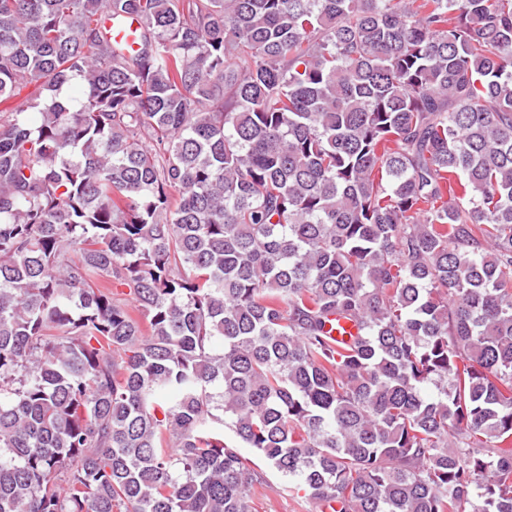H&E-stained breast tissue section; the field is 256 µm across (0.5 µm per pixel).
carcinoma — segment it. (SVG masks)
<instances>
[{
  "mask_svg": "<svg viewBox=\"0 0 512 512\" xmlns=\"http://www.w3.org/2000/svg\"><path fill=\"white\" fill-rule=\"evenodd\" d=\"M266 468L512 512V0H0V512Z\"/></svg>",
  "mask_w": 512,
  "mask_h": 512,
  "instance_id": "carcinoma-1",
  "label": "carcinoma"
}]
</instances>
